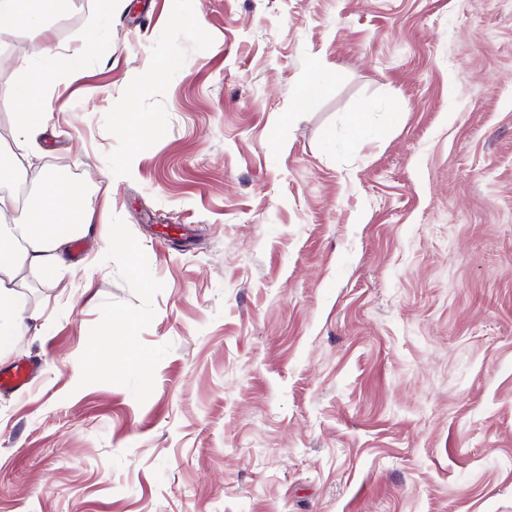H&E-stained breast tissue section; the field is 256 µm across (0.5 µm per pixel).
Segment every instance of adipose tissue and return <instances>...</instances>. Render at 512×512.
I'll list each match as a JSON object with an SVG mask.
<instances>
[{"label": "adipose tissue", "mask_w": 512, "mask_h": 512, "mask_svg": "<svg viewBox=\"0 0 512 512\" xmlns=\"http://www.w3.org/2000/svg\"><path fill=\"white\" fill-rule=\"evenodd\" d=\"M68 4L69 0H0V35L43 24L65 12ZM80 61V55L53 51L37 68L25 58L17 59L13 95L19 109L13 115V126L20 141L34 139L48 125L51 109L39 94L40 84L79 72ZM91 222L81 189L47 179L40 195L18 219L0 224V350L28 329L23 318L28 302L19 279L21 271H56L63 264L67 245L85 235Z\"/></svg>", "instance_id": "adipose-tissue-1"}]
</instances>
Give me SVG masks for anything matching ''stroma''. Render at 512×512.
I'll return each instance as SVG.
<instances>
[{
	"mask_svg": "<svg viewBox=\"0 0 512 512\" xmlns=\"http://www.w3.org/2000/svg\"><path fill=\"white\" fill-rule=\"evenodd\" d=\"M50 45L0 219L56 170L93 222L23 274L0 512H512V0H73L0 156ZM46 62L37 69L27 59L16 60V78L13 84V95L19 104L18 112H14L13 126L19 146L34 139L47 127L51 109L39 94L41 83H50L54 78L79 72L81 56L79 54L56 53L48 48ZM40 369L38 362L17 365L8 371L0 372V390L20 391L30 383L33 375Z\"/></svg>",
	"mask_w": 512,
	"mask_h": 512,
	"instance_id": "stroma-1",
	"label": "stroma"
}]
</instances>
